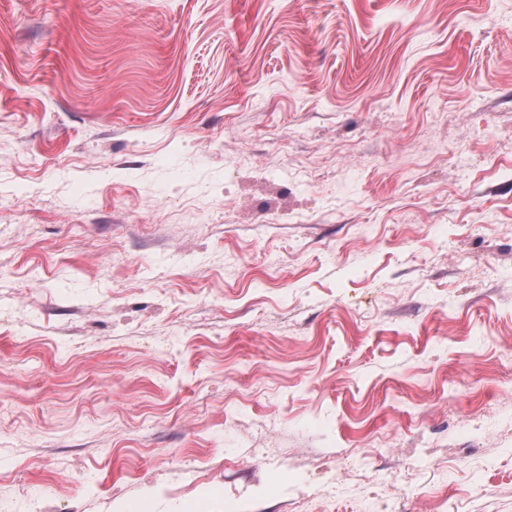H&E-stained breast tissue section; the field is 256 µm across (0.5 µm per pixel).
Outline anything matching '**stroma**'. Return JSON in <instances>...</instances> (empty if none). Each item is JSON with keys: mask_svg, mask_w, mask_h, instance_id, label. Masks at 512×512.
<instances>
[{"mask_svg": "<svg viewBox=\"0 0 512 512\" xmlns=\"http://www.w3.org/2000/svg\"><path fill=\"white\" fill-rule=\"evenodd\" d=\"M0 209V512H512V0H0Z\"/></svg>", "mask_w": 512, "mask_h": 512, "instance_id": "1", "label": "stroma"}]
</instances>
